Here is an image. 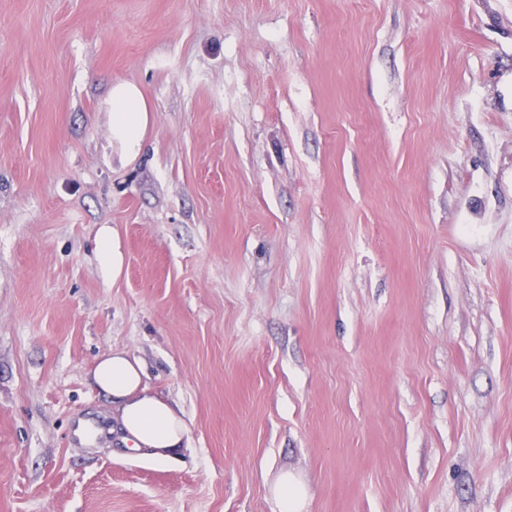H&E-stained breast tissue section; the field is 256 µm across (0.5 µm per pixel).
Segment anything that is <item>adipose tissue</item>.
Here are the masks:
<instances>
[{
  "label": "adipose tissue",
  "instance_id": "adipose-tissue-1",
  "mask_svg": "<svg viewBox=\"0 0 512 512\" xmlns=\"http://www.w3.org/2000/svg\"><path fill=\"white\" fill-rule=\"evenodd\" d=\"M106 104L112 113L113 142L124 157H136L150 123L142 91L132 83H115ZM92 377L99 392L112 401L115 424L111 433L117 445L160 465L179 458L188 441L183 412L149 392L141 359L114 350L99 360Z\"/></svg>",
  "mask_w": 512,
  "mask_h": 512
}]
</instances>
